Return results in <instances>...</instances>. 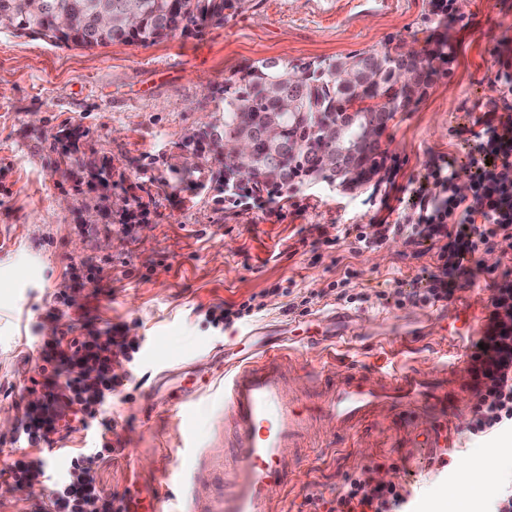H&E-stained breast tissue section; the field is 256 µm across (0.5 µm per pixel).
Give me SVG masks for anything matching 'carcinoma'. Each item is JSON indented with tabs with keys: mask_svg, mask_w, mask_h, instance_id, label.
<instances>
[{
	"mask_svg": "<svg viewBox=\"0 0 512 512\" xmlns=\"http://www.w3.org/2000/svg\"><path fill=\"white\" fill-rule=\"evenodd\" d=\"M249 0H0V32L9 31L56 46L93 49L115 43L153 45L177 34L192 35L205 27L227 22L246 9ZM75 25L61 28L63 15ZM438 51L397 45L385 50H363L332 60L285 61L260 59L237 78L224 81L222 119L206 123L175 144L165 172L148 178L157 190L202 191L207 188L205 163L213 155L222 170L214 190L223 200H272L296 186L332 185L345 174L328 166L336 145L322 137L326 126L346 123L348 113L364 112L394 120L424 95L435 71L430 61ZM342 69L351 75L336 79ZM294 104L285 109L284 103ZM84 132L54 136L49 147L58 155L55 165L78 170L102 191L97 212L116 214L126 223L130 208L143 205L140 183L121 188L125 206L112 203V161L85 160ZM247 137L255 159L241 170L224 155V139ZM360 164L379 173L383 151L361 145Z\"/></svg>",
	"mask_w": 512,
	"mask_h": 512,
	"instance_id": "cac0c4a2",
	"label": "carcinoma"
}]
</instances>
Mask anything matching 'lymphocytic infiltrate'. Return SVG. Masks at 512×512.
<instances>
[{"label":"lymphocytic infiltrate","mask_w":512,"mask_h":512,"mask_svg":"<svg viewBox=\"0 0 512 512\" xmlns=\"http://www.w3.org/2000/svg\"><path fill=\"white\" fill-rule=\"evenodd\" d=\"M499 69L490 110L462 125L468 148V194L456 189L459 173L437 165L414 191L407 223L379 221L357 226L355 252L374 249L401 236L407 243H429L435 263L426 288L396 290V306H432L450 301L463 288L481 256L498 239L512 238V46L497 49ZM493 293L478 342L467 352L468 411L461 432L479 438L512 431V267L494 274ZM41 362L40 398L25 406L14 437L24 450L0 473L17 490L40 489L33 512H121L117 498L103 497L97 486L101 462L113 452L110 423L103 414L126 385L116 364L134 363L140 344L128 341L123 327L83 336L61 335L31 347ZM76 430L92 431L91 448H68ZM63 444L64 466L45 470L43 458ZM314 512H404L407 497L392 483L375 481L371 468L345 475L336 496L312 500Z\"/></svg>","instance_id":"1"}]
</instances>
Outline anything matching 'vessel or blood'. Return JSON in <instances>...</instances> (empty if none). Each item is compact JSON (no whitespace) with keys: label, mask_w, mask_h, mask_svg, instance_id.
<instances>
[{"label":"vessel or blood","mask_w":512,"mask_h":512,"mask_svg":"<svg viewBox=\"0 0 512 512\" xmlns=\"http://www.w3.org/2000/svg\"><path fill=\"white\" fill-rule=\"evenodd\" d=\"M292 357L285 347L254 348L224 369V457L215 466L223 489L208 512H270V487L288 489L290 449L321 425L356 435L383 410L417 408L444 415L459 411L466 393L464 362L454 357L429 371L404 364L369 379L350 367L330 383L308 376L309 390L289 381ZM169 490L148 496L128 492L122 512H162Z\"/></svg>","instance_id":"b4317fda"}]
</instances>
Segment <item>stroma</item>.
Here are the masks:
<instances>
[{
  "mask_svg": "<svg viewBox=\"0 0 512 512\" xmlns=\"http://www.w3.org/2000/svg\"><path fill=\"white\" fill-rule=\"evenodd\" d=\"M448 28V60L439 64L426 94L390 122L383 147L398 166L404 190L386 203L385 185L352 193L324 185L288 191L277 202L218 203L203 194L184 202L162 196L146 221L88 224L97 203L82 174L61 179L46 134L86 131V151L110 157L127 180L156 174L171 151L201 123L221 118L227 78L255 60L332 59L398 44L422 48L440 26ZM512 42V0H453L450 16L429 0H251L249 8L200 35L156 44H112L92 50L56 47L9 32L0 34V410L17 417L27 405L40 365L26 360L35 338L81 336L115 325L128 338L147 339L137 366H122L135 385L112 399V460L99 472L104 497L123 496L131 481L147 486L184 483L197 512L218 488L213 464L224 456V400L219 377L224 347L256 333L288 344L299 358L290 378L306 388L304 369L334 350L332 372L348 365L367 372L409 363L429 370L448 351V326L459 313L481 316L492 296L489 268L512 245L500 242L482 256L474 284L452 301L432 307H397L387 294L420 287L435 263L426 245L402 237L353 252L342 230L387 219L403 221L410 197L437 164L453 163L467 185L466 148L454 130L489 109L495 96L494 50ZM139 159L141 169L128 166ZM119 240L115 249L105 238ZM351 270L367 299L337 301L329 285ZM70 303H57V292ZM314 295L311 313H286L289 292ZM256 297L262 312L222 330L210 309ZM351 316L350 347L331 344L336 315ZM195 391L194 412L184 419L154 396ZM451 413L382 417L355 439L323 427L294 454L292 490H269L272 512H302L310 497L333 498L348 473L376 467L409 494V512H430L436 498L460 490L459 464H494L502 480L468 494L464 512H490L512 489V434L471 440ZM193 429L199 459L192 473L179 465L182 433ZM333 447L323 455L324 447Z\"/></svg>",
  "mask_w": 512,
  "mask_h": 512,
  "instance_id": "obj_1",
  "label": "stroma"
}]
</instances>
